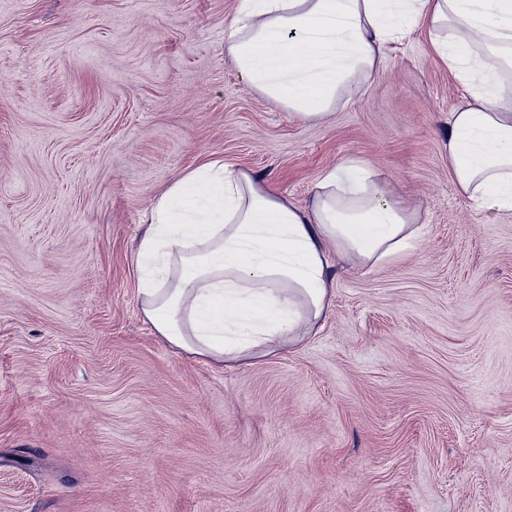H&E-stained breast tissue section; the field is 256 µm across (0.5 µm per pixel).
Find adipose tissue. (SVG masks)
<instances>
[{
    "instance_id": "obj_1",
    "label": "adipose tissue",
    "mask_w": 512,
    "mask_h": 512,
    "mask_svg": "<svg viewBox=\"0 0 512 512\" xmlns=\"http://www.w3.org/2000/svg\"><path fill=\"white\" fill-rule=\"evenodd\" d=\"M426 26L472 100L448 116V157L474 205L512 216V0H238L224 38L266 99L322 121L379 72L387 45ZM479 35L485 53L469 45ZM365 162L323 171L299 206L217 157L155 198L136 248L145 322L194 358L240 363L302 345L326 320L336 271L372 269L425 236Z\"/></svg>"
}]
</instances>
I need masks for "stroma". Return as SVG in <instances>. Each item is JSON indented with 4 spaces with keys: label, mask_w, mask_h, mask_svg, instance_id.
I'll list each match as a JSON object with an SVG mask.
<instances>
[{
    "label": "stroma",
    "mask_w": 512,
    "mask_h": 512,
    "mask_svg": "<svg viewBox=\"0 0 512 512\" xmlns=\"http://www.w3.org/2000/svg\"><path fill=\"white\" fill-rule=\"evenodd\" d=\"M238 0H0V512H512V216L448 160L466 80L418 26L325 123L253 90ZM221 157L297 205L350 157L426 225L340 270L300 349L217 366L144 322L136 246Z\"/></svg>",
    "instance_id": "obj_1"
}]
</instances>
